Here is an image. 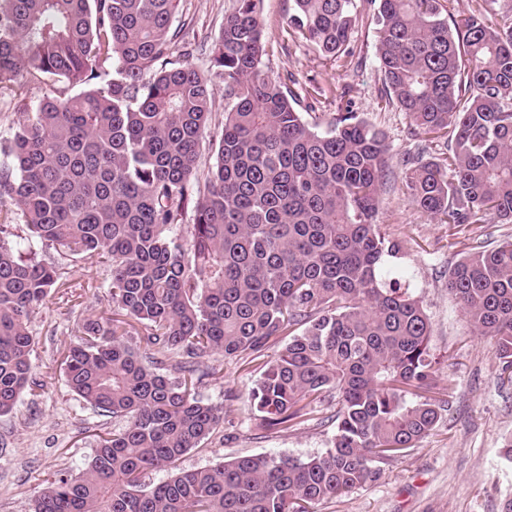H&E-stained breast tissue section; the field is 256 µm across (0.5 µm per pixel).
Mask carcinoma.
Listing matches in <instances>:
<instances>
[{
  "label": "carcinoma",
  "instance_id": "obj_1",
  "mask_svg": "<svg viewBox=\"0 0 512 512\" xmlns=\"http://www.w3.org/2000/svg\"><path fill=\"white\" fill-rule=\"evenodd\" d=\"M292 2L293 33L322 55L354 56L357 0ZM366 2L381 97L417 137L411 200L448 224H511L512 0H474L452 23L445 0ZM261 4L236 0L200 68L174 56L177 0H0V95L45 88L0 144V196L35 241L112 263L120 309L85 320L64 365L70 390L124 425L99 440L85 472L43 488L33 512H313L439 420L425 395L438 373L430 322L390 264L401 245L376 222L385 135L342 106L323 129L305 119L300 94L265 71ZM215 79L224 124L212 129ZM206 136L216 162L202 185ZM443 136L445 158L427 157ZM10 227L1 217L0 416L33 384L31 317L67 280ZM448 288L512 383V240L460 258ZM215 354L263 361L249 401L265 431L311 420L336 394L330 446L142 484L223 418L197 392L200 359Z\"/></svg>",
  "mask_w": 512,
  "mask_h": 512
}]
</instances>
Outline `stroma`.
Listing matches in <instances>:
<instances>
[{
	"label": "stroma",
	"instance_id": "35a3bbf8",
	"mask_svg": "<svg viewBox=\"0 0 512 512\" xmlns=\"http://www.w3.org/2000/svg\"><path fill=\"white\" fill-rule=\"evenodd\" d=\"M236 0H179L174 27L186 28L187 41L176 54L204 65L211 40ZM291 0H264L262 22L268 42L267 73L291 78L317 98L308 121L326 123L342 89H349L360 119L381 129L389 169L380 192L378 224L386 239L403 246L399 267L410 280L432 324L430 345L439 363L435 390L444 399L439 421L403 457L383 465L380 474L350 492L317 504L315 512H501L512 498V465L503 453L512 442V383L497 377L489 341L465 322L448 289V271L474 247H493L512 238V224H445L413 204L405 187L403 161L413 146L406 113L382 109L377 33L362 24L353 35L358 59L326 58L288 32ZM13 232L21 247L68 271L67 283L51 289L31 318L35 386L10 415L0 417V512H31L38 491L61 474L82 473L112 418L99 415L66 382L65 351L85 319L111 315V265L91 264L55 248L31 243L22 219ZM198 392L223 408L224 419L201 447L188 451L179 468L195 469L221 459L264 454L304 458L324 451L335 431L330 417L338 404H325L324 422L312 421L271 433L250 418L248 393L260 376L256 365L215 355Z\"/></svg>",
	"mask_w": 512,
	"mask_h": 512
}]
</instances>
